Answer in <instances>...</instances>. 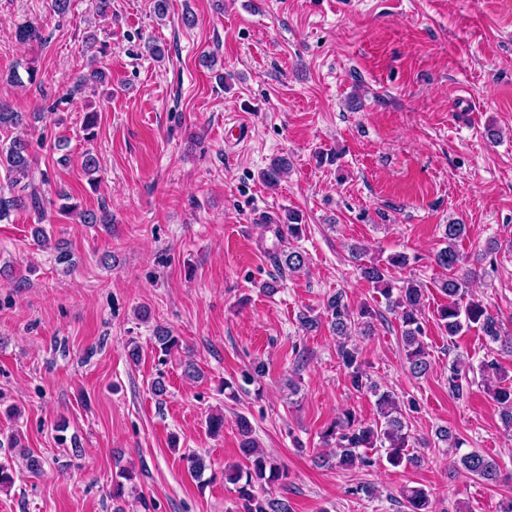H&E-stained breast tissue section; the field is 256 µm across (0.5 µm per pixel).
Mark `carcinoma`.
Wrapping results in <instances>:
<instances>
[{"instance_id": "cac0c4a2", "label": "carcinoma", "mask_w": 512, "mask_h": 512, "mask_svg": "<svg viewBox=\"0 0 512 512\" xmlns=\"http://www.w3.org/2000/svg\"><path fill=\"white\" fill-rule=\"evenodd\" d=\"M37 119L38 116L34 113L28 116L0 103V130L16 128ZM33 165L31 145L27 140L14 137L9 144L0 145V168L9 174L11 187H21L19 194H0V221L9 219L16 210H31L39 217L43 215L45 198L40 186L35 184ZM289 169L288 156H279L261 172V179L266 185L274 187ZM466 234L465 224L452 222L442 225L444 246L436 252L435 262L448 271V276L437 283V288L448 298V303L438 308L437 320L450 338L475 328L487 342L504 343L512 349V339L506 337L501 320L481 301L465 299L468 275H459L462 255L458 250V242ZM350 252L352 258L358 262L360 277L372 284L386 300L389 310L397 314L402 327L404 356L410 372L416 377L424 376L430 368L421 314L424 288L413 279L405 280L398 286L391 277L392 269L408 265V256L394 253L383 263H365L361 261L360 247L354 246ZM280 263L289 272L297 273L304 267L305 259L302 253L291 250L283 254ZM324 315L332 332L340 338L337 355L351 387L356 391L365 390L376 397L378 419L365 422L353 410L345 409L323 432V443L335 447L334 456L340 466H373L374 460L368 455V451L375 448L384 449L386 460L393 467L418 464L419 457L414 452V440L408 425L410 414L418 411L415 400L403 401L388 390H380L369 378L360 350L349 343V337L357 329L361 328L365 332L371 329L372 320L377 316L376 311L366 304L354 311L345 303L343 294L338 293L327 300ZM179 345V338L172 335L170 330L165 327L156 329L154 346L160 354L168 356ZM479 373L486 393L500 409L503 427L512 431V382L502 377L498 362L493 358L481 362ZM448 389L458 398L469 392L468 371L466 365L459 360L453 361L449 368ZM237 428L240 437L239 450L246 465L232 463L225 466L224 483L234 486L238 512H292L288 499L257 492V488L265 485L272 487L285 483L288 479L287 468L260 449L248 417H239ZM433 442L436 447L442 445L459 452L455 464L466 474L486 483L498 480L497 462L477 450L460 452L465 442L450 427L436 428ZM18 444L20 440L16 436H9L8 447L18 449L25 468L32 474L40 473L41 461L27 449L18 447ZM135 479L136 473L133 469L119 467L112 479L113 512H124L126 495L136 490ZM402 496L410 512H432L429 494L425 489L410 487L403 491Z\"/></svg>"}]
</instances>
